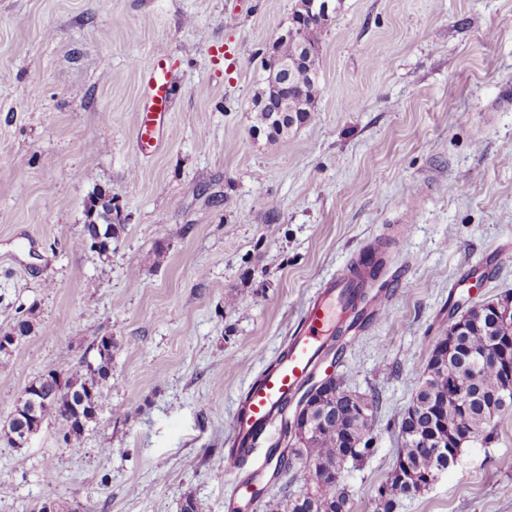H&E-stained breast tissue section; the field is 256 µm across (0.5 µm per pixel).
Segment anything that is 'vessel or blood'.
Wrapping results in <instances>:
<instances>
[{
    "label": "vessel or blood",
    "mask_w": 512,
    "mask_h": 512,
    "mask_svg": "<svg viewBox=\"0 0 512 512\" xmlns=\"http://www.w3.org/2000/svg\"><path fill=\"white\" fill-rule=\"evenodd\" d=\"M144 84L136 127L137 157L155 152L172 111L173 75L165 60H150L143 69ZM360 279L353 271L338 274L304 307L301 327L290 336L276 357V365L261 381L250 386L247 399L232 421L236 454L224 457V469L236 474L248 461H256L247 480L240 482L241 497L255 498L264 469L270 468L272 450L282 427L281 420L296 395L313 376L328 336L350 314L351 298Z\"/></svg>",
    "instance_id": "1"
}]
</instances>
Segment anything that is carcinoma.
Segmentation results:
<instances>
[{
  "label": "carcinoma",
  "mask_w": 512,
  "mask_h": 512,
  "mask_svg": "<svg viewBox=\"0 0 512 512\" xmlns=\"http://www.w3.org/2000/svg\"><path fill=\"white\" fill-rule=\"evenodd\" d=\"M326 25L323 19L309 20L299 30V36L282 39L276 45L282 63L280 79L303 87L300 94L288 98V106L266 98L270 79L267 69L256 77L253 128L263 130L267 138H286L308 120L307 109L316 100L319 80L318 70H309L305 65V50L320 48ZM98 217L102 223L85 224L74 247L96 250L103 256L107 244L119 237L124 225L112 223V217L104 210ZM445 335L451 337L448 346L442 349L435 345L415 396L402 415L401 447L390 478L378 489L379 512H394L400 499L428 488L424 477L448 469L464 445L493 436L494 416L512 411V392L503 399L505 382L501 372L491 363L480 361L498 338L512 336V322L501 321L487 304L461 331L451 327ZM115 348L114 338L102 336L93 342L95 360L65 373L63 382L46 374L32 381L31 385L43 393L42 401L29 416L13 414L0 430L17 431L52 420L58 424L66 447L80 448L86 427L95 420L102 390L112 378ZM460 389L468 391L470 399L458 405L454 395ZM376 410L375 395L347 390L339 380L330 383L311 405L314 433L299 440L296 448L283 449L279 458V469L288 470V452L292 451L298 457L318 462L320 474L316 476L304 468L301 477L307 486L305 492L287 499L283 506L269 500L257 507L266 512H349L348 496L336 473L348 462H359L369 454Z\"/></svg>",
  "instance_id": "carcinoma-1"
}]
</instances>
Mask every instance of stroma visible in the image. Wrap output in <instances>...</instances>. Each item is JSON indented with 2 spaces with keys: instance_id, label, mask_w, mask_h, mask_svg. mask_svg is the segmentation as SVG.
<instances>
[{
  "instance_id": "stroma-1",
  "label": "stroma",
  "mask_w": 512,
  "mask_h": 512,
  "mask_svg": "<svg viewBox=\"0 0 512 512\" xmlns=\"http://www.w3.org/2000/svg\"><path fill=\"white\" fill-rule=\"evenodd\" d=\"M296 0H0V423L37 376L112 378L80 452L43 425L0 439V512H225L219 462L304 304L385 245L380 311L323 375L379 395L350 512H377L398 424L454 305L512 293V0H342L320 92L287 138L253 135L262 54ZM174 76L163 145L135 161L142 63ZM125 226L75 250L95 190ZM395 512H512V412ZM110 443L111 453L100 451Z\"/></svg>"
}]
</instances>
